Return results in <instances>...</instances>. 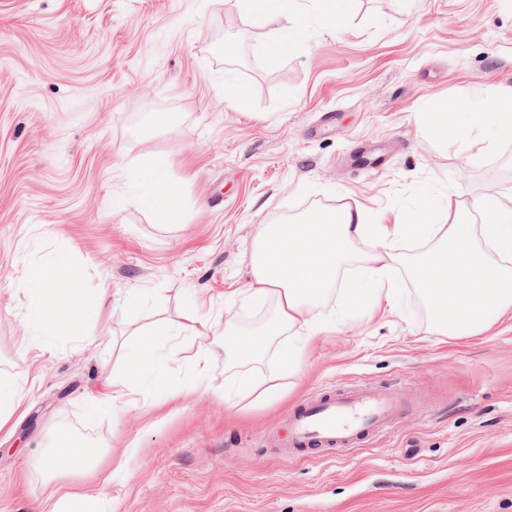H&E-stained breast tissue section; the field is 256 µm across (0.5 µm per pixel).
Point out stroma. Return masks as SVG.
<instances>
[{
  "label": "stroma",
  "mask_w": 512,
  "mask_h": 512,
  "mask_svg": "<svg viewBox=\"0 0 512 512\" xmlns=\"http://www.w3.org/2000/svg\"><path fill=\"white\" fill-rule=\"evenodd\" d=\"M328 10L294 0L257 26L235 0H0V377L21 388L0 428V512L75 492L103 512H512V312L455 340L410 278L402 300L352 304L373 248L357 240L285 377L278 350L297 333L248 291L259 227L305 208L363 211L397 272L410 250L395 193L441 185L444 224L476 196L512 208V135L423 126L432 103H489L512 84V0H350L333 23ZM155 159L181 190L173 224L129 190ZM64 246L60 282L107 294L79 336L29 319L25 272ZM271 327L254 362L224 349L227 330ZM145 329L168 369L116 396ZM245 376L281 378L280 397L239 401ZM396 385L413 403L374 443L288 460L267 446L308 395ZM61 432L108 454L47 479Z\"/></svg>",
  "instance_id": "1"
}]
</instances>
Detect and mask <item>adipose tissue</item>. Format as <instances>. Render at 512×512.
<instances>
[{
  "label": "adipose tissue",
  "instance_id": "1",
  "mask_svg": "<svg viewBox=\"0 0 512 512\" xmlns=\"http://www.w3.org/2000/svg\"><path fill=\"white\" fill-rule=\"evenodd\" d=\"M128 181L132 192L154 205L163 220L179 218V191L167 179L162 163H155L146 173L130 170ZM369 231L364 213L349 207L322 216L316 224L262 225L253 247L249 284L253 296H275L279 323L304 325L309 306L334 283L353 241ZM27 293L33 325L50 334L76 333L88 312L99 304L98 297L86 292L78 281L60 287L51 260L30 266ZM126 360L138 381L162 373L167 366L166 357L159 354L147 331L141 332ZM97 454V448L62 434L52 454L44 458L43 467L50 472L64 461L78 471L91 466Z\"/></svg>",
  "mask_w": 512,
  "mask_h": 512
}]
</instances>
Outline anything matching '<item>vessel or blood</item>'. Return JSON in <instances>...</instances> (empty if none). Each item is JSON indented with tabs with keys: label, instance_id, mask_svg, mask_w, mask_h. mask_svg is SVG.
Masks as SVG:
<instances>
[{
	"label": "vessel or blood",
	"instance_id": "vessel-or-blood-1",
	"mask_svg": "<svg viewBox=\"0 0 512 512\" xmlns=\"http://www.w3.org/2000/svg\"><path fill=\"white\" fill-rule=\"evenodd\" d=\"M410 396L395 388L372 392L364 388L306 398L288 420V442L269 440V447L288 456L312 447L347 449L386 434L404 414Z\"/></svg>",
	"mask_w": 512,
	"mask_h": 512
}]
</instances>
